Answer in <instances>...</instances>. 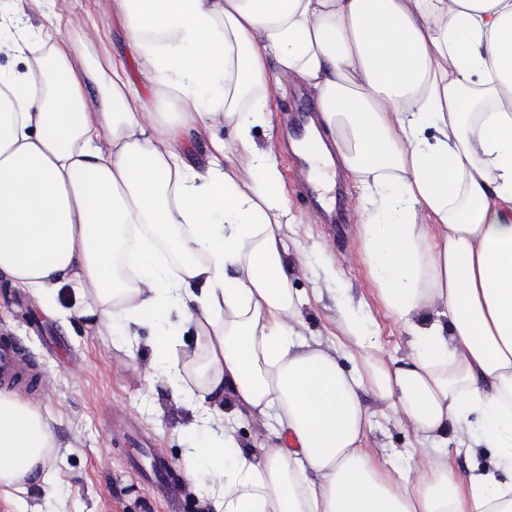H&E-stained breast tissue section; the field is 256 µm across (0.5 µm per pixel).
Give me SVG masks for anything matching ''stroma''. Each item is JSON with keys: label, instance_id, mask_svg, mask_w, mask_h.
I'll use <instances>...</instances> for the list:
<instances>
[{"label": "stroma", "instance_id": "35a3bbf8", "mask_svg": "<svg viewBox=\"0 0 512 512\" xmlns=\"http://www.w3.org/2000/svg\"><path fill=\"white\" fill-rule=\"evenodd\" d=\"M56 10L86 23L68 34L76 60L98 57L140 82V59L112 13V0H56ZM304 95L302 89H289L271 127L254 131L258 147L276 150L295 218L286 237L291 255L299 260L292 286L310 300L299 330L308 337L336 334V305L352 298L360 301L364 325L377 338L376 357L397 358L405 350V333L372 293L361 254L358 188L345 172H337L334 181L347 197L348 220L336 230L316 220L294 179V164L285 150L286 120ZM0 336L21 338L35 359L45 391L21 385L13 391L53 418L60 444L49 462L53 487L34 493L30 505L40 512H204L201 489L181 475L186 448L202 443L203 437L186 431L194 419L189 403L174 397L162 380H147L148 348L117 350L111 339L93 335L79 321L49 317L23 289L5 286L0 287ZM367 445L393 455L402 467L416 461L410 427L381 406L371 417ZM148 452L165 463L166 480L177 489L176 506H169L146 476Z\"/></svg>", "mask_w": 512, "mask_h": 512}]
</instances>
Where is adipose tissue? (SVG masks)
<instances>
[{
    "instance_id": "ef3b65f1",
    "label": "adipose tissue",
    "mask_w": 512,
    "mask_h": 512,
    "mask_svg": "<svg viewBox=\"0 0 512 512\" xmlns=\"http://www.w3.org/2000/svg\"><path fill=\"white\" fill-rule=\"evenodd\" d=\"M0 5L16 23L0 30V279L149 348L205 437L183 474L207 472L211 512H512V0H112L139 85L76 64L60 32L29 43L24 0ZM291 85L320 110L308 158L337 156L359 185L375 293L408 337L398 359L375 357L349 301L352 369L296 330L292 219L252 135ZM367 394L411 426L418 465L366 448ZM243 416L263 428L249 448ZM462 444L495 463L459 475ZM57 448L51 420L1 390L16 512L51 486Z\"/></svg>"
}]
</instances>
